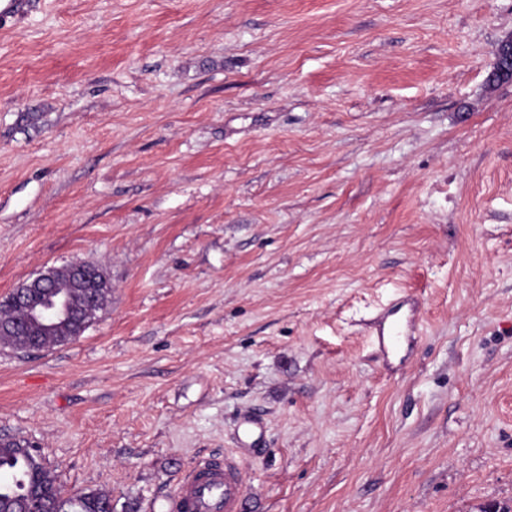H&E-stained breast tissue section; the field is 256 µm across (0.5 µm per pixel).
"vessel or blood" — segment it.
<instances>
[{
    "instance_id": "b4317fda",
    "label": "vessel or blood",
    "mask_w": 512,
    "mask_h": 512,
    "mask_svg": "<svg viewBox=\"0 0 512 512\" xmlns=\"http://www.w3.org/2000/svg\"><path fill=\"white\" fill-rule=\"evenodd\" d=\"M422 301L405 295L381 308L372 324L374 343L383 358L398 355L415 343ZM172 512H246L247 483L239 460L231 455L197 459L170 496Z\"/></svg>"
}]
</instances>
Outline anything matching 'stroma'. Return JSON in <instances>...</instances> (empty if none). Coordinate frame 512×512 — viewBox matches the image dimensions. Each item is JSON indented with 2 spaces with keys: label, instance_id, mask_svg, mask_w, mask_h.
Returning a JSON list of instances; mask_svg holds the SVG:
<instances>
[{
  "label": "stroma",
  "instance_id": "35a3bbf8",
  "mask_svg": "<svg viewBox=\"0 0 512 512\" xmlns=\"http://www.w3.org/2000/svg\"><path fill=\"white\" fill-rule=\"evenodd\" d=\"M510 35L512 0H30L0 26V298L85 261L112 301L0 345V439L113 512L227 453L248 512L512 502ZM405 293L389 369L369 323ZM506 60L508 63L511 62L512 64V40H506L501 42L499 47V56L497 54V60L494 66V70L489 78L490 83L495 84L502 82L506 79L512 78V72H511V65L506 66L502 63V61L499 59ZM422 301L404 295L381 308L372 324V336L383 359L398 355L415 343L420 333Z\"/></svg>",
  "mask_w": 512,
  "mask_h": 512
}]
</instances>
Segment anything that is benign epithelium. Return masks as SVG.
Masks as SVG:
<instances>
[{
	"label": "benign epithelium",
	"instance_id": "obj_1",
	"mask_svg": "<svg viewBox=\"0 0 512 512\" xmlns=\"http://www.w3.org/2000/svg\"><path fill=\"white\" fill-rule=\"evenodd\" d=\"M72 287L90 294L89 304L84 307L83 324L90 325L100 311L103 296L112 291L107 277L97 267L82 262L69 264ZM59 268L49 267L34 278L29 279L9 295L0 300V310L8 306L26 307L25 328L37 327L43 331H55L61 327H70L74 321L76 307L73 293L67 288H58L54 278Z\"/></svg>",
	"mask_w": 512,
	"mask_h": 512
}]
</instances>
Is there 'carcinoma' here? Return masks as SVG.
I'll list each match as a JSON object with an SVG mask.
<instances>
[{"label": "carcinoma", "instance_id": "1", "mask_svg": "<svg viewBox=\"0 0 512 512\" xmlns=\"http://www.w3.org/2000/svg\"><path fill=\"white\" fill-rule=\"evenodd\" d=\"M12 480L9 493L0 496V512H27L29 494L37 491L39 512H111L112 497L105 491L64 496L58 474L17 440L0 442V475Z\"/></svg>", "mask_w": 512, "mask_h": 512}]
</instances>
